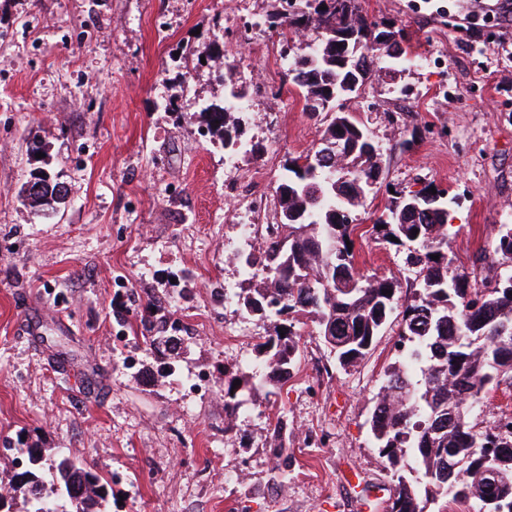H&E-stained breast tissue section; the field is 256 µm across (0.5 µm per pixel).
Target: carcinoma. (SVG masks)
<instances>
[{
  "instance_id": "carcinoma-1",
  "label": "carcinoma",
  "mask_w": 512,
  "mask_h": 512,
  "mask_svg": "<svg viewBox=\"0 0 512 512\" xmlns=\"http://www.w3.org/2000/svg\"><path fill=\"white\" fill-rule=\"evenodd\" d=\"M304 10L272 12L265 23L277 34L307 29L315 46H306L288 62L285 76L304 99V110L329 115L323 139L342 149L323 154L324 145L289 160L288 176L275 193L276 224L265 249L249 254L244 280L256 283L238 294L248 315L269 319L284 315L316 318L323 342L333 339L344 369L369 353L382 330L401 311L397 348L404 360L385 370L371 417L379 457L395 477L389 512H426L443 498L467 503L481 512L485 471L492 467L503 480L492 494L512 512V430H482L470 421L489 391L512 387V290L480 289L466 273L448 275V209L431 189L417 197L392 198L372 232L407 249L406 265L415 272L412 296H397L401 282L368 277L354 263L348 243L358 225L355 212L377 183L380 148L367 126L343 102L358 97L372 78L395 80L410 61L402 39L384 43L385 62L364 31L370 27L359 0H300ZM327 9L322 10L320 6ZM224 99L240 98L235 70L224 64ZM209 133L229 139L237 132L234 113L207 104ZM20 196L40 210L66 204L68 189L46 177L38 190L20 188ZM418 230L412 234V230ZM439 255L434 260L432 256ZM480 260L495 268L512 261V224L499 225L493 254ZM259 362L224 377V432L234 430L233 417L259 384L286 382L299 360L296 334L282 326L259 344ZM241 384L233 386L235 380ZM465 461L464 470L448 475V455ZM63 503L45 493L42 477L32 469L16 474L27 487L29 512H101L106 488L102 478L64 458L50 466Z\"/></svg>"
}]
</instances>
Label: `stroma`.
<instances>
[{
  "instance_id": "1",
  "label": "stroma",
  "mask_w": 512,
  "mask_h": 512,
  "mask_svg": "<svg viewBox=\"0 0 512 512\" xmlns=\"http://www.w3.org/2000/svg\"><path fill=\"white\" fill-rule=\"evenodd\" d=\"M360 0L400 30L410 67L346 109L380 147L356 213L355 266L405 281L406 250L371 233L393 192L445 193L452 268L482 280L494 228L512 224V16L505 0ZM279 0H0V505L28 512V449L107 483L102 512H387L393 495L370 425L398 324L342 368L311 321L300 359L259 385L224 430V373L257 359L274 323L242 313L239 227L273 221L289 158L323 115L284 81L285 42L260 26ZM253 110L246 161L198 112L224 101V59ZM70 190L50 218L18 195L37 170ZM34 320L35 335L23 329ZM177 354L138 342L147 322ZM207 376L212 392L186 394ZM288 430V473L273 455Z\"/></svg>"
}]
</instances>
